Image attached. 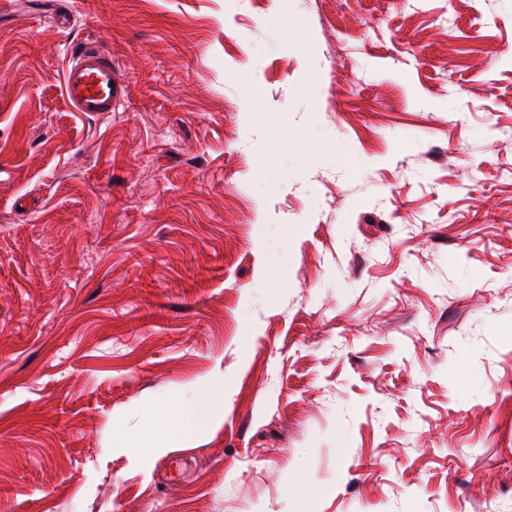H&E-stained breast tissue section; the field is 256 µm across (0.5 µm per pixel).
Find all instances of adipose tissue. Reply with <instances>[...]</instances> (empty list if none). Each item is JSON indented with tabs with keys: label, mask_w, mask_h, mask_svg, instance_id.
Masks as SVG:
<instances>
[{
	"label": "adipose tissue",
	"mask_w": 512,
	"mask_h": 512,
	"mask_svg": "<svg viewBox=\"0 0 512 512\" xmlns=\"http://www.w3.org/2000/svg\"><path fill=\"white\" fill-rule=\"evenodd\" d=\"M223 413L224 407L220 404H196L188 408L182 402H170L153 410L150 418L155 429L153 435L143 439L127 438L126 445L132 450L134 462L139 464L143 461V449H150L155 455L164 454L186 438L200 421L220 423Z\"/></svg>",
	"instance_id": "1"
}]
</instances>
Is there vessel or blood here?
<instances>
[{
    "label": "vessel or blood",
    "instance_id": "vessel-or-blood-1",
    "mask_svg": "<svg viewBox=\"0 0 512 512\" xmlns=\"http://www.w3.org/2000/svg\"><path fill=\"white\" fill-rule=\"evenodd\" d=\"M63 94L79 112H109L121 101L122 82L112 64L111 52L101 42L68 45Z\"/></svg>",
    "mask_w": 512,
    "mask_h": 512
}]
</instances>
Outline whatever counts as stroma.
<instances>
[{
  "label": "stroma",
  "instance_id": "35a3bbf8",
  "mask_svg": "<svg viewBox=\"0 0 512 512\" xmlns=\"http://www.w3.org/2000/svg\"><path fill=\"white\" fill-rule=\"evenodd\" d=\"M282 507L512 512V0H0V512ZM112 53L99 41L69 44L63 94L77 112H110L123 97ZM198 391H217L219 399L217 405L194 404L186 408L181 401L167 403L164 407H157L152 411L150 423L159 431L157 436L146 438H126V448H132L133 460L137 464L143 462L140 448H151L152 455L166 453L169 448L175 447L183 438H186L201 420L219 424L224 413V370L218 365L212 377L197 386Z\"/></svg>",
  "mask_w": 512,
  "mask_h": 512
}]
</instances>
